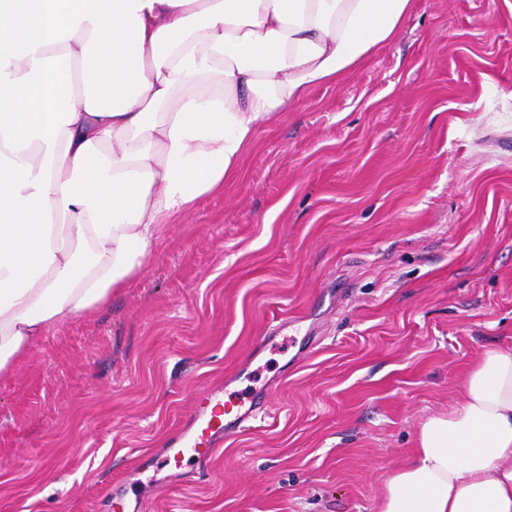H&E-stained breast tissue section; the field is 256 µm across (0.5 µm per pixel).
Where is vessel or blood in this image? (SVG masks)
<instances>
[{"label": "vessel or blood", "instance_id": "vessel-or-blood-1", "mask_svg": "<svg viewBox=\"0 0 512 512\" xmlns=\"http://www.w3.org/2000/svg\"><path fill=\"white\" fill-rule=\"evenodd\" d=\"M256 405H237L227 409L218 392H211L185 421L182 430L169 443V460L181 463L184 459L207 455L224 435L239 430L256 415Z\"/></svg>", "mask_w": 512, "mask_h": 512}]
</instances>
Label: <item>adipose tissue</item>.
Listing matches in <instances>:
<instances>
[{
	"mask_svg": "<svg viewBox=\"0 0 512 512\" xmlns=\"http://www.w3.org/2000/svg\"><path fill=\"white\" fill-rule=\"evenodd\" d=\"M414 0H0V374L108 305L258 126L398 35ZM379 512H512V350L428 417Z\"/></svg>",
	"mask_w": 512,
	"mask_h": 512,
	"instance_id": "obj_1",
	"label": "adipose tissue"
}]
</instances>
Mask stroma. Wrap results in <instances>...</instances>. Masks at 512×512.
I'll list each match as a JSON object with an SVG mask.
<instances>
[{
	"label": "stroma",
	"mask_w": 512,
	"mask_h": 512,
	"mask_svg": "<svg viewBox=\"0 0 512 512\" xmlns=\"http://www.w3.org/2000/svg\"><path fill=\"white\" fill-rule=\"evenodd\" d=\"M492 348L512 349V0H416L260 126L128 288L0 377V512H377ZM216 388L262 417L162 465Z\"/></svg>",
	"instance_id": "35a3bbf8"
}]
</instances>
